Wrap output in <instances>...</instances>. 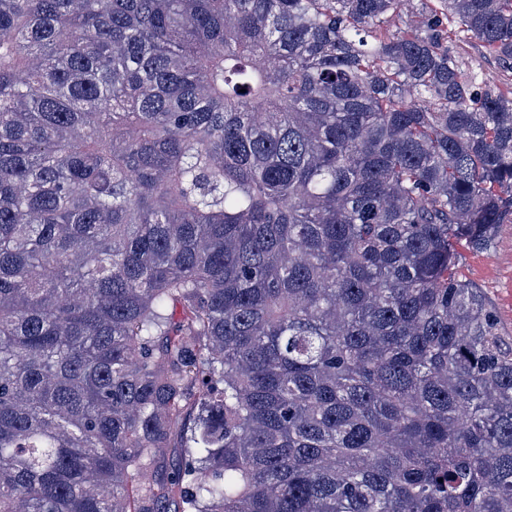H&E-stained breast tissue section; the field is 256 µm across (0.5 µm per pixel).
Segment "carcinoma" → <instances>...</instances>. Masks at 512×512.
I'll list each match as a JSON object with an SVG mask.
<instances>
[{
  "label": "carcinoma",
  "instance_id": "1",
  "mask_svg": "<svg viewBox=\"0 0 512 512\" xmlns=\"http://www.w3.org/2000/svg\"><path fill=\"white\" fill-rule=\"evenodd\" d=\"M512 0H0V512H512ZM449 29L452 31V44L463 48L464 52V69L467 72L477 73L480 77L488 79H496L500 76V68L492 56L475 41L464 39V34L459 32L458 27L455 23H448ZM457 36L455 37V33ZM462 255V272L483 289L498 312L502 337L512 341V224L500 225L493 252Z\"/></svg>",
  "mask_w": 512,
  "mask_h": 512
}]
</instances>
